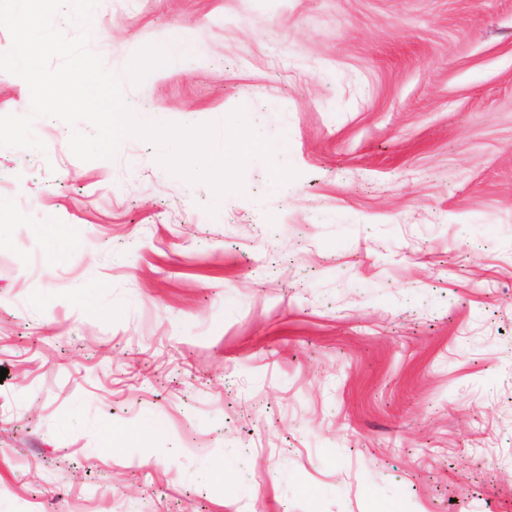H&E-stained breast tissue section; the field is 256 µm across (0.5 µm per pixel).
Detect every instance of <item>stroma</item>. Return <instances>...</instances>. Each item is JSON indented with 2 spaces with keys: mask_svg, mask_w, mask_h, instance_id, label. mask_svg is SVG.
I'll return each mask as SVG.
<instances>
[{
  "mask_svg": "<svg viewBox=\"0 0 512 512\" xmlns=\"http://www.w3.org/2000/svg\"><path fill=\"white\" fill-rule=\"evenodd\" d=\"M91 34L133 112L245 109L296 176L219 203L49 117L0 148V512H512V0H102Z\"/></svg>",
  "mask_w": 512,
  "mask_h": 512,
  "instance_id": "1",
  "label": "stroma"
}]
</instances>
